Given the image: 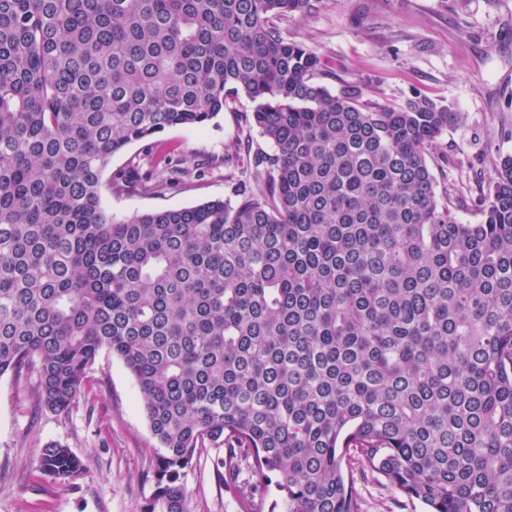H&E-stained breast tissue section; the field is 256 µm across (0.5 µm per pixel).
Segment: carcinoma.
I'll return each mask as SVG.
<instances>
[{
    "mask_svg": "<svg viewBox=\"0 0 512 512\" xmlns=\"http://www.w3.org/2000/svg\"><path fill=\"white\" fill-rule=\"evenodd\" d=\"M316 2L0 0V376L34 369L64 413L119 359L156 441L138 512H191L206 448L240 512L272 487L285 512H363L370 473L426 512H512V156L462 222L429 163L461 113L316 82L274 24ZM242 95L275 148L265 184L107 210L114 155L149 139L164 163L158 134ZM39 456L59 482L85 469Z\"/></svg>",
    "mask_w": 512,
    "mask_h": 512,
    "instance_id": "carcinoma-1",
    "label": "carcinoma"
}]
</instances>
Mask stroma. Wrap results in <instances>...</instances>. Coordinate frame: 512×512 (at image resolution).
<instances>
[{
  "label": "stroma",
  "mask_w": 512,
  "mask_h": 512,
  "mask_svg": "<svg viewBox=\"0 0 512 512\" xmlns=\"http://www.w3.org/2000/svg\"><path fill=\"white\" fill-rule=\"evenodd\" d=\"M288 39L317 55L319 83L365 85L369 100L399 103L420 93L463 113L431 159L438 190L454 189L458 216L480 218L492 169L512 155V0H318L304 16L278 20ZM239 98L200 128L166 129L160 138L168 165H155L147 143L113 157L108 173L140 164L160 188L153 193L103 187L104 204L117 217L190 207L212 199L235 201L241 186L264 184L266 166L253 154H273ZM194 161L175 186L172 169ZM35 374L0 376V512H137L152 490V438L139 390L123 364L101 354L89 371L86 395L68 412L37 407ZM49 442L69 448L86 464L68 483L41 469ZM223 452L205 449L185 484L192 512H239L218 468ZM364 512H425L382 476L359 480Z\"/></svg>",
  "instance_id": "stroma-1"
}]
</instances>
